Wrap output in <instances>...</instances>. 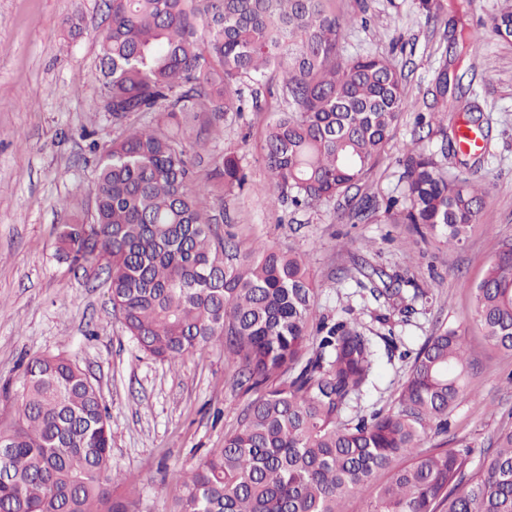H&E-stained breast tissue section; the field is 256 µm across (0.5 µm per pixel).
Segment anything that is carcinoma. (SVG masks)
Returning <instances> with one entry per match:
<instances>
[{"label":"carcinoma","mask_w":512,"mask_h":512,"mask_svg":"<svg viewBox=\"0 0 512 512\" xmlns=\"http://www.w3.org/2000/svg\"><path fill=\"white\" fill-rule=\"evenodd\" d=\"M489 31L512 37V0ZM99 40L97 104L123 125L132 112L166 113L134 127L96 157L94 213L58 235L71 263L90 261L102 238L112 308L146 355L171 365L222 345L257 396L238 428L185 473L171 512H343L369 493V512H512V427L495 448L448 447V414L466 390L470 362L457 329L440 327L415 355L394 405L355 420L350 403L373 382L378 353L357 319L316 316V286L305 259L244 246L219 233L214 205L242 189L233 152L211 157L204 182L170 126L206 116L219 138L224 118L266 111L260 88L279 83L286 108L263 134L270 205L312 208L343 198L360 222L384 208L393 224L460 244L477 223L485 191L450 176L436 155L413 148L404 192L380 204L350 195L365 184L410 107L403 74L386 56L346 58L348 19L336 0H106ZM462 25L452 41L475 47ZM448 64L417 125L441 123ZM482 146L464 148L463 132ZM443 157L480 160L488 134L469 107L441 129ZM356 285L378 303H411L404 279L371 267ZM486 339L512 353V242L504 243L472 288ZM13 414L0 421V512H140L134 480L112 468V429L99 389L69 357L42 354L24 366ZM440 438L422 448L429 435ZM389 480L372 485L376 472Z\"/></svg>","instance_id":"carcinoma-1"}]
</instances>
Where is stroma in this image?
<instances>
[{
  "mask_svg": "<svg viewBox=\"0 0 512 512\" xmlns=\"http://www.w3.org/2000/svg\"><path fill=\"white\" fill-rule=\"evenodd\" d=\"M502 0H471L465 21L482 38L467 59L471 85L449 100L445 124L470 104L489 130L481 163L446 160L452 174L486 193L465 244L451 248L424 240L408 224L383 217L357 223L332 201L309 210L271 208L269 173L259 148L274 119L276 99L265 112L228 115L224 137L206 152L237 154L247 173L243 190L227 203L221 233L304 253L317 285V310L337 317L353 309L369 336L391 335L379 349L372 385L351 402L355 417L391 407L414 357L442 325L466 338L473 364L467 395L449 416L448 445L491 447L512 424V353L498 351L476 326L470 285L481 280L501 243L512 241V42L485 34ZM356 18L341 39L344 55H387L405 76L410 101L425 98L445 61L451 25L423 10L420 0H337ZM79 19L80 36L69 32ZM105 0H0V419L10 413L3 387L31 357L62 353L76 361L101 392L112 428V464L137 479L143 512H169L186 469L208 449L224 445L243 407L254 397L240 383L224 350L213 346L177 366L145 355L113 312L104 268L77 269L56 251V229L71 218H90L95 154L119 131L95 78L98 34L106 27ZM435 132L404 112L367 183L378 198L399 195V177L410 149L434 148ZM400 272L434 288L409 317L379 308L357 288L361 266Z\"/></svg>",
  "mask_w": 512,
  "mask_h": 512,
  "instance_id": "1",
  "label": "stroma"
}]
</instances>
